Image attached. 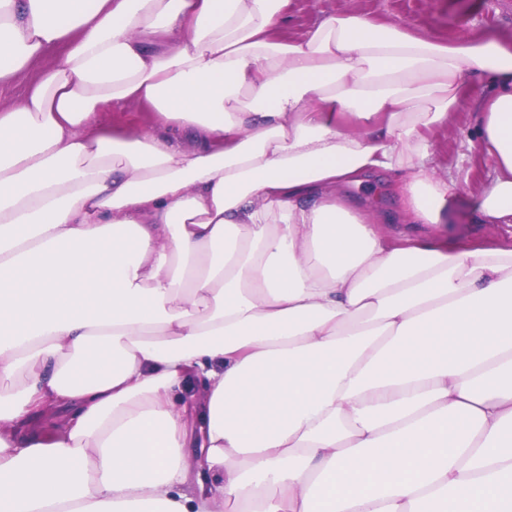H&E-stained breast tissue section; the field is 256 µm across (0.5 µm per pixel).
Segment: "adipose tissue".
<instances>
[{
  "label": "adipose tissue",
  "instance_id": "adipose-tissue-1",
  "mask_svg": "<svg viewBox=\"0 0 512 512\" xmlns=\"http://www.w3.org/2000/svg\"><path fill=\"white\" fill-rule=\"evenodd\" d=\"M289 3L0 0V88L56 54L0 110V512H512V243L413 231L480 79L473 221L512 224V49L282 40ZM129 101L152 131H102ZM373 179L366 180L365 183L359 187L349 190V193L355 198L359 199L363 207H376L377 209L393 210L398 206V201L393 196H382L375 198V193L369 188V184H374Z\"/></svg>",
  "mask_w": 512,
  "mask_h": 512
}]
</instances>
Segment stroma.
<instances>
[{
    "mask_svg": "<svg viewBox=\"0 0 512 512\" xmlns=\"http://www.w3.org/2000/svg\"><path fill=\"white\" fill-rule=\"evenodd\" d=\"M327 14H359L379 22L397 21L414 35L444 44L494 40L512 47V0H291L277 33L285 39L304 38ZM481 94V85H474L448 122L430 134L435 175L453 178L460 187L450 223L434 229L435 234L452 243L512 241L511 226L471 221L491 166L487 155L469 145L472 109ZM100 121L107 128L143 133L155 124L156 115L146 104L126 103L105 107Z\"/></svg>",
    "mask_w": 512,
    "mask_h": 512,
    "instance_id": "stroma-1",
    "label": "stroma"
}]
</instances>
